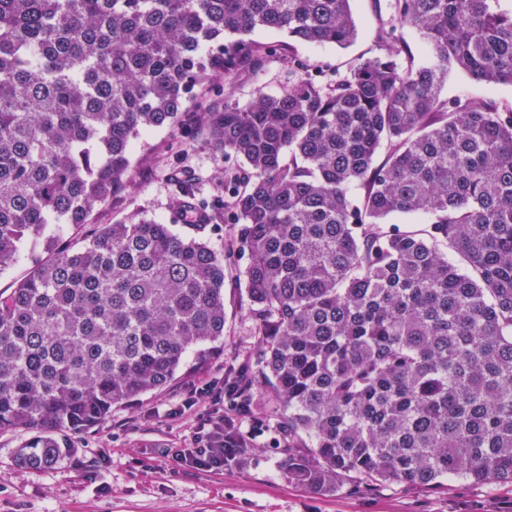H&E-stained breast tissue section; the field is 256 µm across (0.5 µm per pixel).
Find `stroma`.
Returning <instances> with one entry per match:
<instances>
[{
	"mask_svg": "<svg viewBox=\"0 0 512 512\" xmlns=\"http://www.w3.org/2000/svg\"><path fill=\"white\" fill-rule=\"evenodd\" d=\"M351 9L358 28L351 44L296 46V55L310 71L344 73L380 55L379 0H351ZM287 78L279 58L272 57L258 74H235L198 91L191 109L220 108L228 99L244 105L255 91H280ZM176 165L194 174L201 198L229 212L224 179L232 164L204 145H188L182 129L174 127L154 130L137 144L132 156L135 189L118 193L93 215V224L137 217L178 223L177 187L169 177ZM232 230V224L223 222L206 235L226 257L223 353L203 362L189 357L167 388L115 408L105 423L73 436L71 454L54 467H19L16 450L26 432L0 434V512H512L510 484L447 480L436 489L385 484L333 495L309 491L284 476L285 453L272 417H241L247 446L221 471L180 468L165 456V449L186 447L199 420L213 414L205 399L191 417L165 416V406L192 387L233 376L257 350L243 284L245 263L232 244Z\"/></svg>",
	"mask_w": 512,
	"mask_h": 512,
	"instance_id": "35a3bbf8",
	"label": "stroma"
}]
</instances>
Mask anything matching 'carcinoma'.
I'll return each instance as SVG.
<instances>
[{
    "label": "carcinoma",
    "mask_w": 512,
    "mask_h": 512,
    "mask_svg": "<svg viewBox=\"0 0 512 512\" xmlns=\"http://www.w3.org/2000/svg\"><path fill=\"white\" fill-rule=\"evenodd\" d=\"M357 33L350 0H0V273L29 242L49 251L0 294V433H30L17 465H56L224 339V255L190 172L171 180L197 235L142 218L62 239L132 188L136 143L184 121L194 90L277 54L280 92L189 124L238 163L224 190L257 355L224 388L276 417L308 490L512 484V103L441 96L453 73L512 85V12L388 0L382 55L300 74L293 43Z\"/></svg>",
    "instance_id": "1"
}]
</instances>
